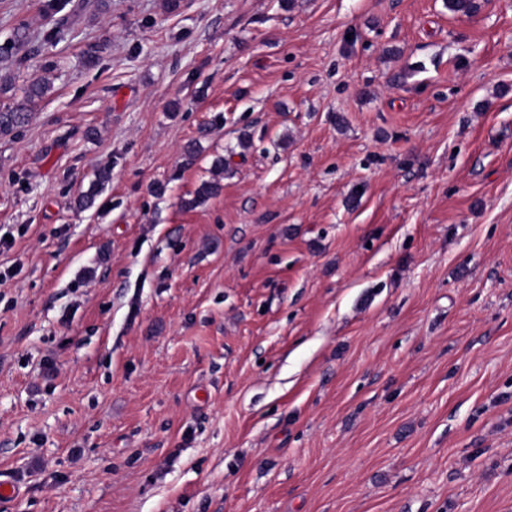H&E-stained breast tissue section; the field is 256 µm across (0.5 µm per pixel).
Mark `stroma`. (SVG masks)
<instances>
[{
  "instance_id": "obj_1",
  "label": "stroma",
  "mask_w": 512,
  "mask_h": 512,
  "mask_svg": "<svg viewBox=\"0 0 512 512\" xmlns=\"http://www.w3.org/2000/svg\"><path fill=\"white\" fill-rule=\"evenodd\" d=\"M473 4L0 0V104L52 81L0 135V512H512V0ZM49 84L42 76L30 75L23 100L13 105H0V135L17 131L28 122L32 109L42 100Z\"/></svg>"
}]
</instances>
